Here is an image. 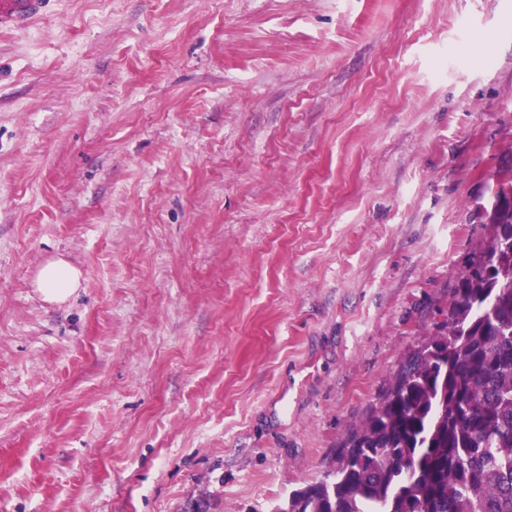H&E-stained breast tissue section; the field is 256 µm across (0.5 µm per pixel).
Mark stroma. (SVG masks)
<instances>
[{
	"label": "stroma",
	"mask_w": 512,
	"mask_h": 512,
	"mask_svg": "<svg viewBox=\"0 0 512 512\" xmlns=\"http://www.w3.org/2000/svg\"><path fill=\"white\" fill-rule=\"evenodd\" d=\"M510 168L512 0H53L0 32V512L320 479ZM81 272L63 259L48 261L36 279V288L46 301L63 302L81 284Z\"/></svg>",
	"instance_id": "stroma-1"
}]
</instances>
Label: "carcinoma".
Listing matches in <instances>:
<instances>
[{
  "instance_id": "carcinoma-1",
  "label": "carcinoma",
  "mask_w": 512,
  "mask_h": 512,
  "mask_svg": "<svg viewBox=\"0 0 512 512\" xmlns=\"http://www.w3.org/2000/svg\"><path fill=\"white\" fill-rule=\"evenodd\" d=\"M448 319L278 512H512V175Z\"/></svg>"
}]
</instances>
